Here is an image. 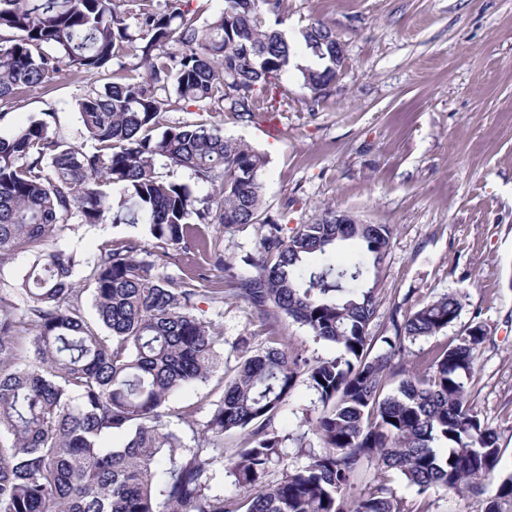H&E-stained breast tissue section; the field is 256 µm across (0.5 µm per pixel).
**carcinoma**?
Masks as SVG:
<instances>
[{
  "label": "carcinoma",
  "instance_id": "cac0c4a2",
  "mask_svg": "<svg viewBox=\"0 0 512 512\" xmlns=\"http://www.w3.org/2000/svg\"><path fill=\"white\" fill-rule=\"evenodd\" d=\"M0 0L1 108L21 103L62 73L107 76L76 99L86 149L49 130L53 112L0 135V267L18 252L34 258L18 287L24 307L0 296V512H421L389 484L393 472L422 495L442 488L486 496L485 512L512 500V472L499 469L497 433L471 406L474 350L486 339L472 321L458 343L414 360L409 345L460 316L444 294L412 313L390 315L393 334L374 350L379 269L391 230L336 224V209L291 235L265 206L266 157L206 120L169 123L172 104L248 124L288 98L282 77L298 68L314 98L336 82V30L321 22L292 38L282 0ZM186 169L213 192L197 196L163 179L157 161ZM127 224L136 232L83 258L42 242L78 221ZM259 224L262 257L238 279L204 228ZM362 251L336 261L346 241ZM204 264L168 273L172 254ZM91 286L94 318L75 287ZM230 295L266 318L284 314L337 354L311 361L267 336L231 346L223 393L204 421L184 420L195 446L168 427L170 395L204 383L219 367L224 336L195 314L197 299ZM33 357L25 362L20 343ZM306 377L315 416L288 434L280 407ZM401 380L389 388L390 379ZM395 422H390V419ZM243 435L241 447L224 439ZM124 437L120 448L104 440ZM306 457L288 464V444ZM378 476L352 492L365 466ZM232 473L239 493L212 490L213 470Z\"/></svg>",
  "mask_w": 512,
  "mask_h": 512
}]
</instances>
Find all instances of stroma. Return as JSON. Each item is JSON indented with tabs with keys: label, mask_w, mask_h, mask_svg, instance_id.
<instances>
[{
	"label": "stroma",
	"mask_w": 512,
	"mask_h": 512,
	"mask_svg": "<svg viewBox=\"0 0 512 512\" xmlns=\"http://www.w3.org/2000/svg\"><path fill=\"white\" fill-rule=\"evenodd\" d=\"M282 12L292 36L318 21L333 27L345 47L344 73L313 98L298 73L310 59L298 54L275 119H225V136L265 154L263 195L285 234L315 222L327 206L390 226L372 336L390 335L393 305L412 312L461 294L459 319L411 349L419 354L456 339L472 318L484 322L472 398L498 434L502 468L512 471V0H284ZM85 90L67 75L31 89L0 121V134L52 108L71 142L84 145L74 103ZM132 232L125 224L72 223L50 242L90 258L103 242ZM262 234L257 224L208 228L242 276L255 272L243 258L258 254ZM197 314L223 329V357L239 338L271 333L312 360L336 353L291 318L265 319L232 297L220 307L201 300ZM221 389L216 373L170 396L169 426L185 443L193 435L182 414L206 420ZM316 405L300 379L277 415L278 430L294 431ZM392 486L407 507L425 512L484 509L442 489L420 495L399 479Z\"/></svg>",
	"instance_id": "35a3bbf8"
}]
</instances>
